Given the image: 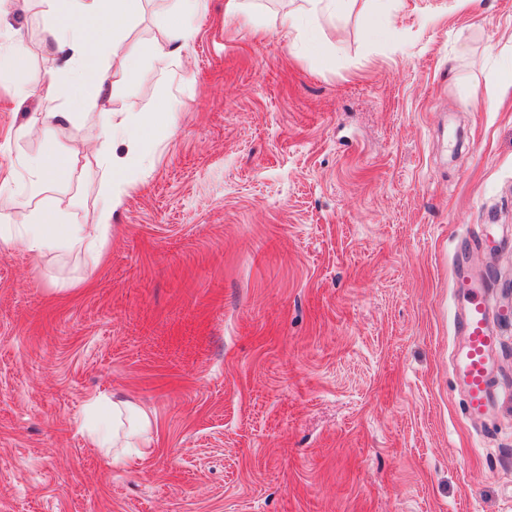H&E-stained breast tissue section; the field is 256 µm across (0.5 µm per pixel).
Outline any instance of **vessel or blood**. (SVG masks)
Here are the masks:
<instances>
[{"label":"vessel or blood","instance_id":"obj_1","mask_svg":"<svg viewBox=\"0 0 512 512\" xmlns=\"http://www.w3.org/2000/svg\"><path fill=\"white\" fill-rule=\"evenodd\" d=\"M456 294L465 303L457 321L462 342L453 358V371L465 383V403L471 418H481L491 399V355L498 338L487 327V309L480 287L472 280H455Z\"/></svg>","mask_w":512,"mask_h":512}]
</instances>
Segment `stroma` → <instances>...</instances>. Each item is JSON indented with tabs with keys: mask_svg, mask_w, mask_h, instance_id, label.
Masks as SVG:
<instances>
[{
	"mask_svg": "<svg viewBox=\"0 0 512 512\" xmlns=\"http://www.w3.org/2000/svg\"><path fill=\"white\" fill-rule=\"evenodd\" d=\"M224 2L114 90L179 121L96 270L0 247V512H512V0H399L379 34L356 0L286 41L302 0ZM44 27L41 0L0 16L33 85ZM42 105L0 75V144ZM470 273L499 339L479 419L451 369ZM101 392L150 414L149 457L88 447Z\"/></svg>",
	"mask_w": 512,
	"mask_h": 512,
	"instance_id": "obj_1",
	"label": "stroma"
}]
</instances>
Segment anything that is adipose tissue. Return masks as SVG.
<instances>
[{"mask_svg":"<svg viewBox=\"0 0 512 512\" xmlns=\"http://www.w3.org/2000/svg\"><path fill=\"white\" fill-rule=\"evenodd\" d=\"M45 43L57 64L47 73L42 97L54 102L52 111L32 112L12 132L22 145L32 139L44 150L29 168L31 191L17 194L12 176H0V245L20 248L31 260L73 250L84 251L88 269H96L112 234V217L122 206L130 173L145 139L177 125V112L166 103L143 113L135 105L105 107L112 75L132 78L146 65L176 60L194 40L198 13L205 0H176L177 21L162 40L146 46L129 40L122 23L135 18L143 0H42ZM88 118L85 139L101 171L94 223L71 220L64 201L68 183L80 169L79 149L60 146L59 135L78 119ZM123 142L125 152L114 149ZM86 411L94 422L87 428L89 447L110 460L143 459L152 447V420L129 401L102 393L90 398Z\"/></svg>","mask_w":512,"mask_h":512,"instance_id":"obj_1","label":"adipose tissue"}]
</instances>
